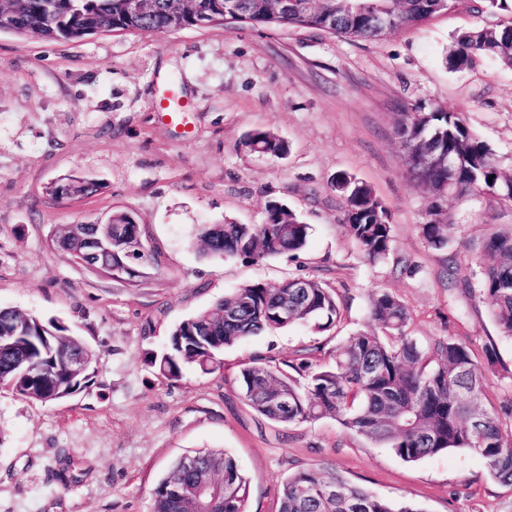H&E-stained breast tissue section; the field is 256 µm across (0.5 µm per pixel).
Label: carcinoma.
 <instances>
[{
	"label": "carcinoma",
	"instance_id": "carcinoma-1",
	"mask_svg": "<svg viewBox=\"0 0 512 512\" xmlns=\"http://www.w3.org/2000/svg\"><path fill=\"white\" fill-rule=\"evenodd\" d=\"M124 0H0V20L18 34L49 40H77L102 33L163 34L174 28H196L206 14L231 0H153L142 14L126 16ZM248 17L230 21V28L316 29L350 40H376L373 12L382 0H293L286 12H275L272 0H246ZM465 0H399L391 30L423 24L439 13L456 10ZM478 57H494L512 66V24H485L460 32L446 55L453 70L470 66ZM405 148L408 173L424 192L419 229L433 249L443 250L457 234L445 218L448 198L488 196L512 206V165L478 140L457 112L406 108L395 128ZM243 146L254 153L281 159L288 142L269 130L247 133ZM424 149L458 158L454 169H419L414 156ZM335 189L343 203V223L359 252L371 264L385 261L394 250L390 211L367 184L342 172ZM310 225L287 205L271 201L262 224H197L194 240L204 256L260 263L270 257L302 251ZM85 232L64 225L51 238L54 249L73 262L83 258ZM463 246L488 258L476 282L459 277L448 266V285L492 301L489 317L499 335L512 339V224H494L479 240ZM147 256L132 251L124 240L112 244V266H138ZM258 281L228 293L215 306L174 327L170 345L147 363L173 385L186 370L211 374L223 368L224 349L267 329L295 324L321 333L340 323L342 312L335 291L313 278ZM288 308V320L279 317ZM371 331L348 337L331 363L306 349L270 365L257 362L241 370L244 400L260 415L281 424L332 418L346 430L391 449L406 462L462 449L479 456L489 475L512 486V427L501 415H512V400H487L488 373L501 369L494 344L476 358L469 344L454 336L428 344L411 335L406 306L387 291L370 299ZM84 358L75 369L70 356ZM98 364L95 351L72 329L53 318L44 320L19 310L0 308V386L41 404L52 403L90 386ZM288 396V410L274 408ZM198 468L191 472L179 460L153 490L152 512H244L247 479L236 460L220 450L197 451ZM205 477L209 488L199 498H177L174 484ZM278 512H417L412 506L373 495L327 467L298 471L279 490Z\"/></svg>",
	"mask_w": 512,
	"mask_h": 512
}]
</instances>
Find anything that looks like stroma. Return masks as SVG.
Wrapping results in <instances>:
<instances>
[{"label":"stroma","mask_w":512,"mask_h":512,"mask_svg":"<svg viewBox=\"0 0 512 512\" xmlns=\"http://www.w3.org/2000/svg\"><path fill=\"white\" fill-rule=\"evenodd\" d=\"M512 12L463 6L377 41L283 26L221 25L165 34L45 40L0 31V308L60 318L96 352L85 391L41 404L0 387V512H151L152 491L177 458L219 449L248 482L246 512H277L288 475L321 465L418 512H512V486L464 450L408 463L331 418L282 425L248 406L239 375L255 359L337 347L369 327L374 292L407 306L420 343L438 336L495 344L512 369L489 302L446 288L447 259L479 267L464 246L512 209L485 197L453 199L458 233L447 249L423 240V197L394 134L403 108L462 113L499 155L512 157V68L493 58L449 70L458 30ZM176 84L184 119L158 102ZM266 129L289 151L249 152L243 136ZM368 183L391 213L394 251L368 263L348 234L334 190L338 173ZM102 188L73 201L46 189L69 175ZM312 227L298 256L254 264L202 257L197 224H260L270 201ZM129 212L148 260L133 282L93 274L50 245L62 224ZM313 277L335 289L343 319L323 333L295 325L228 347L224 371L159 379L145 356L169 345L182 320L256 281Z\"/></svg>","instance_id":"35a3bbf8"}]
</instances>
